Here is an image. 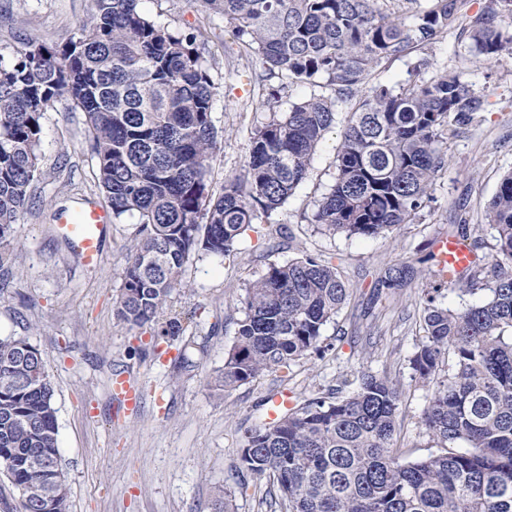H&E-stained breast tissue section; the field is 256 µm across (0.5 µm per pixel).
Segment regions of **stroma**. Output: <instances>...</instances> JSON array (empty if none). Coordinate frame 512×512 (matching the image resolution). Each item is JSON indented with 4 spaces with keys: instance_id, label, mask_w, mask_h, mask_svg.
<instances>
[{
    "instance_id": "35a3bbf8",
    "label": "stroma",
    "mask_w": 512,
    "mask_h": 512,
    "mask_svg": "<svg viewBox=\"0 0 512 512\" xmlns=\"http://www.w3.org/2000/svg\"><path fill=\"white\" fill-rule=\"evenodd\" d=\"M487 3L464 0L455 27L414 52L428 60L430 73L459 74L487 101L482 121L448 139L447 163L420 216L377 237L334 235L309 222L334 182L349 113L370 88L407 77L408 59H386L358 95L339 103L336 123L294 194L247 229L230 256L190 257L183 286L165 310L186 332L168 344L153 343L150 328L129 327L115 313L137 216L107 225L94 268L59 235L62 218L83 199L102 208L107 202L84 113L63 98L44 112L32 202L15 226L12 257L0 266V338L28 337L47 365L70 512H210L219 486L231 491L235 512H281L269 481L239 484L246 428L266 418L275 394L297 402L355 383L364 372L388 377L402 391L398 447L412 459L435 451L421 416L437 384L413 378L409 365L424 339L421 290L430 281L432 243L450 226L465 224L482 243L478 255H493L487 204L501 175L512 170V56L490 62L468 50L466 28ZM139 9L175 34L207 32L200 52L217 92L212 119L218 130L208 182L220 192L225 179L243 175L254 127L314 88L267 78L252 51L233 39L223 14L202 0H139ZM93 14V0H0V51L23 40L62 46ZM272 95L277 101L270 109L265 101ZM306 256L330 260L352 290L323 329L328 351L216 395L209 382L235 340L246 284L268 263ZM398 263L414 268V281L398 290L379 288L384 269ZM117 374L125 376L129 395L114 392Z\"/></svg>"
}]
</instances>
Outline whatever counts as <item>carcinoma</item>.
Returning <instances> with one entry per match:
<instances>
[{"mask_svg":"<svg viewBox=\"0 0 512 512\" xmlns=\"http://www.w3.org/2000/svg\"><path fill=\"white\" fill-rule=\"evenodd\" d=\"M93 2L92 22L64 46L27 41L0 52V265L39 170L40 119L67 97L85 115L112 216L139 218L116 315L132 328L153 327L157 344L185 332L180 320L160 317L190 255H230L243 232L306 179L339 102L382 60L407 57L446 33L462 7V0H426L397 15L384 9L387 0H204L268 76L313 86L323 78L334 92L295 102L256 127L243 176L215 194L206 176L218 141L216 91L196 47L204 32L175 35L144 16L139 0ZM505 14L512 0H490L467 30L490 61L512 55V35L498 23ZM484 106L458 75L428 76L424 59L397 86L371 89L347 119L334 184L311 223L375 237L412 222L432 199L444 140L478 121ZM487 219L492 268L477 256L454 282L434 270L422 289L425 341L410 364L427 383L448 363L421 417L439 451L404 457L395 443L400 388L364 373L351 391L305 399L245 431L241 464L273 480L285 512H512V171L500 179ZM412 276L411 267L393 265L382 286L403 288ZM488 276L486 302L441 305L444 291L473 293ZM349 297L329 261L269 264L245 287L244 317L213 388L229 392L325 351L322 329ZM53 395L29 339L0 338V470L16 488L46 493L23 502L25 512L70 509L69 493H56L67 482Z\"/></svg>","mask_w":512,"mask_h":512,"instance_id":"1","label":"carcinoma"}]
</instances>
